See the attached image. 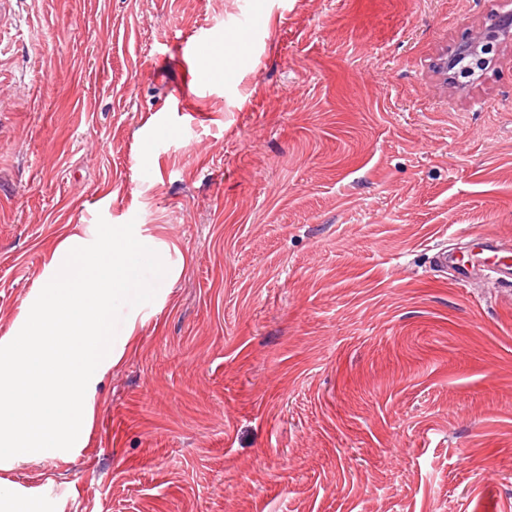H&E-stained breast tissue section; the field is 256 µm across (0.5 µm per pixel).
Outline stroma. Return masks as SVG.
<instances>
[{
  "mask_svg": "<svg viewBox=\"0 0 512 512\" xmlns=\"http://www.w3.org/2000/svg\"><path fill=\"white\" fill-rule=\"evenodd\" d=\"M5 2L0 343L98 219L179 275L123 308L78 447L0 485L41 512H512V286L432 261L512 238V35L472 82L444 67L512 0ZM230 26L246 66L193 38Z\"/></svg>",
  "mask_w": 512,
  "mask_h": 512,
  "instance_id": "1",
  "label": "stroma"
}]
</instances>
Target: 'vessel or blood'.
<instances>
[{
    "instance_id": "1",
    "label": "vessel or blood",
    "mask_w": 512,
    "mask_h": 512,
    "mask_svg": "<svg viewBox=\"0 0 512 512\" xmlns=\"http://www.w3.org/2000/svg\"><path fill=\"white\" fill-rule=\"evenodd\" d=\"M440 269L451 270L456 281L471 282L478 276H491L512 284V245L497 237L470 239L462 249L443 247L434 255Z\"/></svg>"
}]
</instances>
